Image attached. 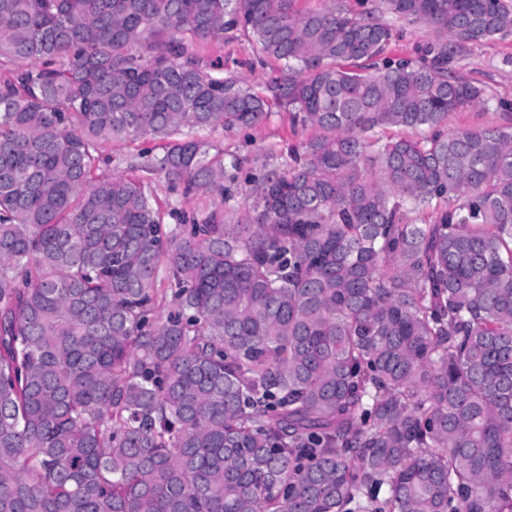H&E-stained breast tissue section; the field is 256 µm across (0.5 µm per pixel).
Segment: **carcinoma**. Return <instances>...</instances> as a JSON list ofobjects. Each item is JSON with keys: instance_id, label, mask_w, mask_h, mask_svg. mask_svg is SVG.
I'll use <instances>...</instances> for the list:
<instances>
[{"instance_id": "1", "label": "carcinoma", "mask_w": 512, "mask_h": 512, "mask_svg": "<svg viewBox=\"0 0 512 512\" xmlns=\"http://www.w3.org/2000/svg\"><path fill=\"white\" fill-rule=\"evenodd\" d=\"M298 2L0 0V512H512V126L444 131L512 3ZM273 103L321 134L240 182ZM337 7L342 9L351 8L356 12L372 11L376 18L396 28H404L405 33L403 38L396 41L390 46L394 53L398 54H412L414 46L423 40L425 35L417 29V26L407 24L405 21L396 20L394 17L382 14L377 11L379 0H334ZM206 52H221L224 54V61H227L230 71L235 72L251 85L264 84L272 75L271 67L275 64L269 62V65L262 68L256 63L254 68H250L246 62L256 59L260 56L259 48L248 41L244 36L238 39L224 38V46L213 43L205 48ZM154 143L149 139L144 141L141 140L135 143L129 142H112L105 147L104 155L110 157V162L104 165L98 173L110 175L113 172V167L118 161L123 162L120 170L126 168V161H130L133 157L137 156L138 153L152 149ZM112 159H116L112 162ZM153 187L156 195L162 203L167 202L171 207H176L179 210L191 213L202 204H210L212 199L207 198L205 195H199L190 200L182 199L177 193L172 192L168 186L167 181L162 176H151Z\"/></svg>"}]
</instances>
